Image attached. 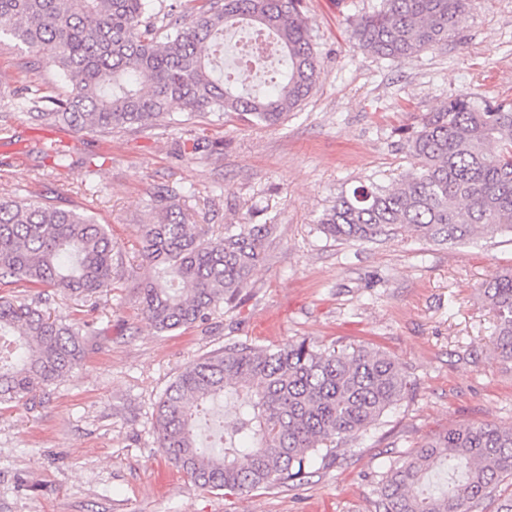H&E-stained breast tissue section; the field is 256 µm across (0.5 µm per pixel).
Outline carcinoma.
Here are the masks:
<instances>
[{
	"label": "carcinoma",
	"instance_id": "obj_1",
	"mask_svg": "<svg viewBox=\"0 0 512 512\" xmlns=\"http://www.w3.org/2000/svg\"><path fill=\"white\" fill-rule=\"evenodd\" d=\"M472 0H381L354 28L358 44L390 61L442 47ZM301 0H0V37L43 53L70 83L64 98L16 92L47 126L76 132L178 124L176 112L248 115L275 124L316 87L319 60ZM272 40L285 69L272 90L249 91L217 74L214 47L242 25ZM409 171L389 188L371 181L343 192L318 220L336 240L365 243L413 232L428 243L512 235V103L468 93L405 132ZM53 167L74 165L66 150ZM156 222L143 225L138 284L143 317L159 332L205 322L250 284L273 224H226L210 235L188 224L179 196L151 197ZM114 244L105 225L29 196L0 198V286L26 283L88 299L112 287ZM493 311L492 343L512 363V271L480 289ZM86 322L62 324L41 306L0 296V404L19 403L68 376L93 346ZM408 381L368 345L322 350L305 339L269 350L226 346L188 366L157 409V447L201 488L248 493L302 478L308 459L356 439L403 396ZM239 402L224 444L204 447L191 405ZM512 478V429L459 426L422 446L382 481L383 512H469V504Z\"/></svg>",
	"mask_w": 512,
	"mask_h": 512
}]
</instances>
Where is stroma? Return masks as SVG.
I'll return each mask as SVG.
<instances>
[{"label": "stroma", "instance_id": "obj_1", "mask_svg": "<svg viewBox=\"0 0 512 512\" xmlns=\"http://www.w3.org/2000/svg\"><path fill=\"white\" fill-rule=\"evenodd\" d=\"M380 0H301L317 44L314 93L280 123L228 113L177 127L77 134L16 107L13 89L67 85L42 54L0 40V197L28 193L108 225L118 273L87 300L17 283L0 294L49 298L53 318L98 333L81 365L31 399L0 410V512H379L382 478L451 427L512 428V364L491 341L480 287L512 269V237L436 245L402 231L373 243L327 238L317 222L340 192L409 169L401 130L454 93L512 102V0H475L447 46L392 62L356 47L352 23ZM202 139L205 151L186 145ZM67 146L51 170L35 143ZM175 190L187 223L275 225V240L235 304L208 321L158 332L143 319L148 276L138 231L152 194ZM321 349L362 344L401 366L402 398L337 459L314 456L303 481L246 494L193 485L156 445V409L186 366L231 343Z\"/></svg>", "mask_w": 512, "mask_h": 512}]
</instances>
